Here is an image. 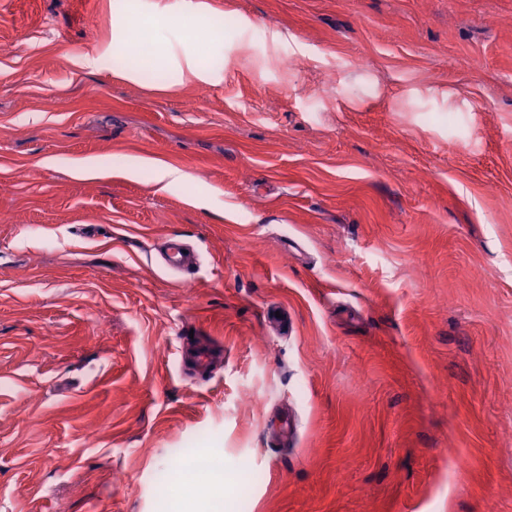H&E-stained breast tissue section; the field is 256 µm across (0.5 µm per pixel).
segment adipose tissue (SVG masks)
I'll use <instances>...</instances> for the list:
<instances>
[{"mask_svg": "<svg viewBox=\"0 0 512 512\" xmlns=\"http://www.w3.org/2000/svg\"><path fill=\"white\" fill-rule=\"evenodd\" d=\"M150 42V22L139 14H129L119 37L114 42L116 51L126 53L128 56L125 66L119 72L121 78L137 82L146 68L167 67L172 64V56L150 51Z\"/></svg>", "mask_w": 512, "mask_h": 512, "instance_id": "obj_1", "label": "adipose tissue"}]
</instances>
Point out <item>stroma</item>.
Returning <instances> with one entry per match:
<instances>
[{
    "label": "stroma",
    "instance_id": "obj_1",
    "mask_svg": "<svg viewBox=\"0 0 512 512\" xmlns=\"http://www.w3.org/2000/svg\"><path fill=\"white\" fill-rule=\"evenodd\" d=\"M129 11L212 78L113 75ZM174 500L512 512V0H0V512ZM185 62L187 74L180 67L181 70V82L186 78L191 80L192 78H201L204 73L210 69L208 59L195 51L194 49H188L185 53ZM125 168L133 176L139 175L143 169H150L152 183L158 191H165L171 185L184 183L188 179V175L182 170L153 159L129 158L125 162ZM159 252L166 270L177 272L185 283L194 281L193 275L198 264V255L182 237L179 235L165 237ZM216 359L217 354L204 347L193 348L182 356L185 371L201 377H206L210 374ZM192 479V472L186 463L180 459L171 461L165 469L164 480L172 487L187 485Z\"/></svg>",
    "mask_w": 512,
    "mask_h": 512
}]
</instances>
